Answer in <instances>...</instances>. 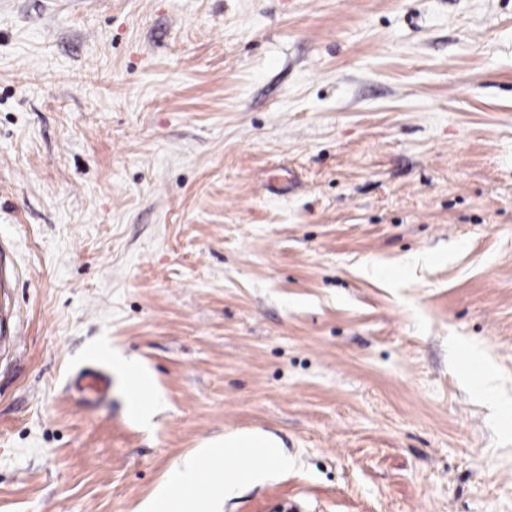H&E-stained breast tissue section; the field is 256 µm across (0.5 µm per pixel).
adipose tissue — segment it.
<instances>
[{"label":"adipose tissue","mask_w":512,"mask_h":512,"mask_svg":"<svg viewBox=\"0 0 512 512\" xmlns=\"http://www.w3.org/2000/svg\"><path fill=\"white\" fill-rule=\"evenodd\" d=\"M116 371L137 381L145 393L131 401L129 412L142 426L152 424L159 399L152 376L135 359L113 352ZM225 465L223 479L203 482L206 464ZM289 462L275 441L262 435L242 432L206 442L184 456L166 475L141 512H222L225 500L232 498L246 483L265 480L287 472Z\"/></svg>","instance_id":"obj_1"}]
</instances>
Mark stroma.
Returning a JSON list of instances; mask_svg holds the SVG:
<instances>
[{"label":"stroma","mask_w":512,"mask_h":512,"mask_svg":"<svg viewBox=\"0 0 512 512\" xmlns=\"http://www.w3.org/2000/svg\"><path fill=\"white\" fill-rule=\"evenodd\" d=\"M248 431L222 512H512V0H0V512ZM112 363L119 374L131 381H137L142 389L144 388L145 392L148 393L146 397L138 396L131 401L129 412L142 426L150 427L159 406V398L154 393L152 376L140 361L129 359L117 350H112Z\"/></svg>","instance_id":"1"}]
</instances>
